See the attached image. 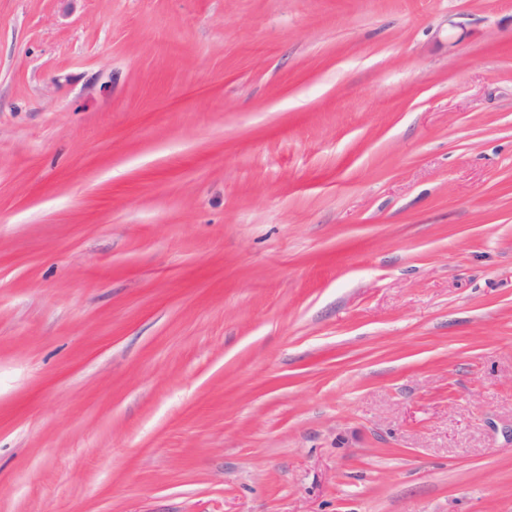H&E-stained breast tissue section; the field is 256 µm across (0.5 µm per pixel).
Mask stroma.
I'll use <instances>...</instances> for the list:
<instances>
[{
	"label": "stroma",
	"instance_id": "35a3bbf8",
	"mask_svg": "<svg viewBox=\"0 0 512 512\" xmlns=\"http://www.w3.org/2000/svg\"><path fill=\"white\" fill-rule=\"evenodd\" d=\"M0 512H512V0H0Z\"/></svg>",
	"mask_w": 512,
	"mask_h": 512
}]
</instances>
